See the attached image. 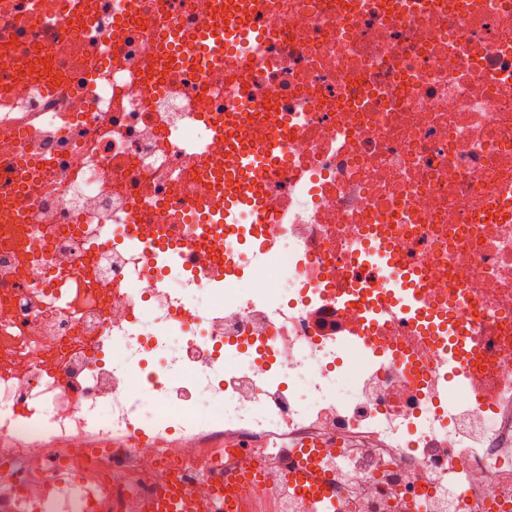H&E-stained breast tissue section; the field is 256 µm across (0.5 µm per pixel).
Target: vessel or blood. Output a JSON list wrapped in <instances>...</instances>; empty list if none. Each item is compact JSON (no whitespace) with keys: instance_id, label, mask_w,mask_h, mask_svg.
Returning <instances> with one entry per match:
<instances>
[{"instance_id":"vessel-or-blood-1","label":"vessel or blood","mask_w":512,"mask_h":512,"mask_svg":"<svg viewBox=\"0 0 512 512\" xmlns=\"http://www.w3.org/2000/svg\"><path fill=\"white\" fill-rule=\"evenodd\" d=\"M251 8V0H229L224 6L223 21L183 40V47L192 53H202L212 68L223 65L225 54L237 48L245 49L250 58L262 57L266 49L264 34L245 24L246 13ZM247 126L245 113H225L224 202L213 206L200 231L184 236L180 242L153 241L155 258L164 269L184 266L201 241L220 249L228 241L243 244L250 240L254 228L244 218L261 215L255 198L258 180L278 156L279 146L276 132L271 128L252 140H242L240 133ZM355 261L359 267L380 276L388 305L411 318L432 323L431 297L414 282L406 263L384 241L372 239L362 243ZM298 456L299 467L288 473L289 487L302 499L325 503L328 512H333L330 476L320 464L317 445H302ZM211 481L214 494L208 503L201 504L189 498L184 485L168 477L161 478L150 508L152 512H237L242 498L257 485L259 472L252 466L232 471L216 468L211 472Z\"/></svg>"}]
</instances>
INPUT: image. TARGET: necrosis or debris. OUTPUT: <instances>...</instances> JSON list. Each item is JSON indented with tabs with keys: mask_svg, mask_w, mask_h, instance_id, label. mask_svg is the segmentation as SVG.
Masks as SVG:
<instances>
[{
	"mask_svg": "<svg viewBox=\"0 0 512 512\" xmlns=\"http://www.w3.org/2000/svg\"><path fill=\"white\" fill-rule=\"evenodd\" d=\"M85 2L0 0V485L44 477L0 512H148L164 469L211 496L216 460L262 463L243 512H314L287 482L311 438L335 512H512V0H254L265 56L218 70L169 57L213 0ZM228 111L278 117L259 201L288 225L207 289L208 243L175 275L124 238L204 220ZM379 234L473 311L460 374L371 323L354 253Z\"/></svg>",
	"mask_w": 512,
	"mask_h": 512,
	"instance_id": "obj_1",
	"label": "necrosis or debris"
}]
</instances>
